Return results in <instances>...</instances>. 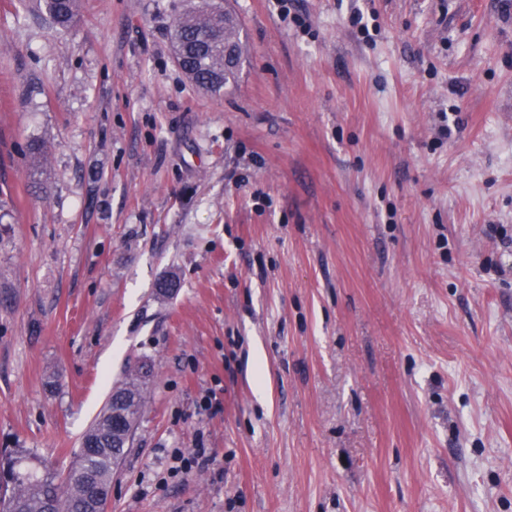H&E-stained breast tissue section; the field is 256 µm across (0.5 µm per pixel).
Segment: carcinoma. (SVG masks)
Returning <instances> with one entry per match:
<instances>
[{
    "label": "carcinoma",
    "instance_id": "cac0c4a2",
    "mask_svg": "<svg viewBox=\"0 0 512 512\" xmlns=\"http://www.w3.org/2000/svg\"><path fill=\"white\" fill-rule=\"evenodd\" d=\"M55 25L70 31L77 24V0H40ZM237 48L235 62L224 61V46ZM175 60L196 86L221 93L235 81L242 65V46L237 18L224 14L219 0H206L200 8L181 14L173 25ZM126 401L122 419L127 429L135 427L144 406L138 374L130 373L120 383ZM115 398H109L104 412L85 433L75 464L65 473H40L25 448H15L0 456V512H90L86 480L99 487L112 482V473L126 448H95V441L110 434Z\"/></svg>",
    "mask_w": 512,
    "mask_h": 512
}]
</instances>
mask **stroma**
<instances>
[{
    "label": "stroma",
    "mask_w": 512,
    "mask_h": 512,
    "mask_svg": "<svg viewBox=\"0 0 512 512\" xmlns=\"http://www.w3.org/2000/svg\"><path fill=\"white\" fill-rule=\"evenodd\" d=\"M187 5L0 0V451L142 366L106 512H512V0H224L220 94ZM55 25L63 31H71L77 24V0H40ZM224 14V4L204 1V5L181 14L173 25L175 60L196 86L221 93L235 81L242 65V46L236 16ZM225 16V19H224ZM237 48L234 63H224V45Z\"/></svg>",
    "instance_id": "1"
}]
</instances>
